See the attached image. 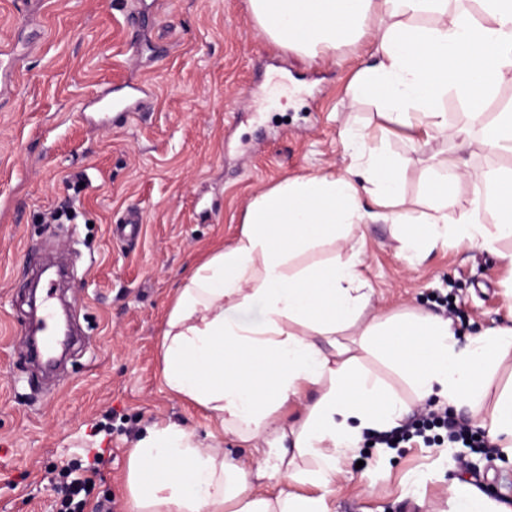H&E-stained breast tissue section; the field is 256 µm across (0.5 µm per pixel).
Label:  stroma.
I'll use <instances>...</instances> for the list:
<instances>
[{
    "instance_id": "obj_1",
    "label": "stroma",
    "mask_w": 512,
    "mask_h": 512,
    "mask_svg": "<svg viewBox=\"0 0 512 512\" xmlns=\"http://www.w3.org/2000/svg\"><path fill=\"white\" fill-rule=\"evenodd\" d=\"M136 9L140 24L127 22ZM14 58L0 84V512H57L66 465L102 449L84 512L111 499L129 512V453L146 427L176 423L205 435L211 416L172 395L162 332L190 267L232 244L249 199L284 179L343 172L351 125L382 127L375 105L348 87L370 48L312 63L257 31L247 0H0V52ZM149 81L150 109L92 126L85 100L105 86ZM387 142L404 166L403 198L422 207L421 160ZM83 184L69 186V176ZM72 209L59 231L45 221ZM138 211V236L114 234ZM375 308L445 315L459 345L512 320V272L490 252L437 246L418 265L398 257L391 225L353 231ZM54 258L70 277L57 293L83 341L57 373L37 374L25 349L33 269ZM330 512H441L453 482L512 504V460L481 449L408 442L386 453L361 445ZM425 472L424 485L412 487Z\"/></svg>"
}]
</instances>
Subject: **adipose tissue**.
<instances>
[{"instance_id":"1","label":"adipose tissue","mask_w":512,"mask_h":512,"mask_svg":"<svg viewBox=\"0 0 512 512\" xmlns=\"http://www.w3.org/2000/svg\"><path fill=\"white\" fill-rule=\"evenodd\" d=\"M450 0H248L259 32L315 62L372 39L373 61L352 81L355 97L375 101L388 130L412 146L424 138L463 140L512 154V107L487 112L512 81V0H479L490 22L452 12ZM469 107L452 127L442 101ZM344 174L323 172L279 182L255 195L235 241L198 263L177 291L162 335V378L177 397L209 411L207 439L176 423L153 425L128 461L130 512H328L334 483L364 431L383 429L408 404L364 370L358 350L383 352L418 400L493 405L479 419L490 443L512 457V384L493 390L498 362L512 353V324L480 332L457 349L449 320L381 315L358 249L304 264L301 256L348 243L366 221L395 229L411 265L440 244L466 242L512 267V167L473 176L474 198L458 209L467 173L451 154L429 156L421 186L427 209L404 208L402 162L365 127L348 128ZM260 307L257 320L244 314ZM303 416L277 418L286 403ZM249 447L227 457L225 436ZM310 486L290 492L289 483Z\"/></svg>"}]
</instances>
